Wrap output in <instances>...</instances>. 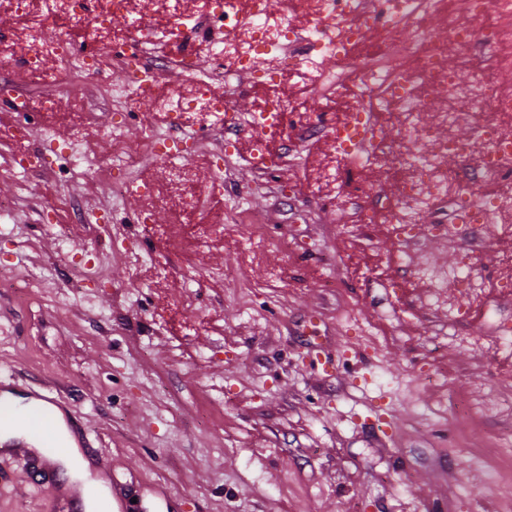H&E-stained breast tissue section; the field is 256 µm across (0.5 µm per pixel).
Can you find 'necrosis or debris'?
I'll return each instance as SVG.
<instances>
[{"mask_svg": "<svg viewBox=\"0 0 512 512\" xmlns=\"http://www.w3.org/2000/svg\"><path fill=\"white\" fill-rule=\"evenodd\" d=\"M2 12L22 25L18 64L51 84L92 69L88 55L76 54L69 37H44L45 25L55 17L83 22L84 41L122 49L125 78L111 84L113 98L138 96L140 85L156 79L174 83L173 92L157 91L149 99L171 117L173 134L140 130L137 150L113 154L112 168L129 170L147 154L160 162L169 182L186 181L188 139L182 131L198 123L221 138L211 164V187L219 190L237 134L253 137L250 166L271 173L280 158L269 142L287 140L291 125L299 137L331 140L337 161L359 152L366 166L399 172L389 216L398 239L411 240L439 198L483 218L432 225L436 235L480 240L491 227L497 237L512 238V196L498 190L512 178V93L499 84L500 76L512 71V55L499 50L503 25L512 20V0H461L457 6L448 0H163L162 19L138 15L134 37L121 40L112 36L113 20L135 13L134 0H0ZM202 26L213 32L205 51L223 65L206 76L192 62L196 50L190 39ZM176 37L182 40L177 53L156 60L153 49ZM301 40L315 47V55L302 60L289 55V47ZM452 44L482 52L469 68L452 66L447 59ZM328 59L353 75L352 102L337 124L322 111H294L283 95L242 111L233 93L217 89L240 72H261L266 86L290 71L308 80ZM426 90L442 100L429 124L420 117ZM383 113L393 114V127L379 124ZM460 120L473 127L470 141H457L450 132ZM477 183L483 193L474 192ZM469 315L464 307L449 308V341L492 355L512 351V329H500L492 339L473 336L466 330Z\"/></svg>", "mask_w": 512, "mask_h": 512, "instance_id": "obj_1", "label": "necrosis or debris"}]
</instances>
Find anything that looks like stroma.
<instances>
[{"label":"stroma","instance_id":"stroma-1","mask_svg":"<svg viewBox=\"0 0 512 512\" xmlns=\"http://www.w3.org/2000/svg\"><path fill=\"white\" fill-rule=\"evenodd\" d=\"M112 67L74 76L59 89L60 112L39 115L35 75L0 63V377L13 393L55 397L79 416L88 445L131 512H503L512 483L500 479L493 448L512 432V355L492 358L448 339V307L469 297L449 281L446 305L423 302V284L393 295L403 261L449 270L467 240L420 233L401 243L384 208L397 183L354 162L351 184L329 201L313 194L317 169L336 152L323 138L300 141L275 176L250 170L245 155L225 164L223 192L208 188L219 136L194 128L189 178L203 203L194 215L158 210L136 222L139 199L111 194L108 126L123 102L106 85ZM279 91L300 111L333 108L305 82ZM30 109L19 110L20 101ZM85 116V161L64 181L53 170L21 178L13 169L45 130L66 137ZM375 221L359 224L358 209ZM266 216L262 250H251L248 211ZM105 213L111 242L81 213ZM223 220V238L199 244L201 220ZM292 242L286 251L284 242ZM94 251L95 277L76 284L72 258ZM475 270L487 304L475 331L512 325V240L487 237ZM344 285L321 287L322 268ZM447 368L455 389L428 382ZM485 399L488 413L463 424L454 391ZM0 512H63L24 454H0Z\"/></svg>","mask_w":512,"mask_h":512}]
</instances>
